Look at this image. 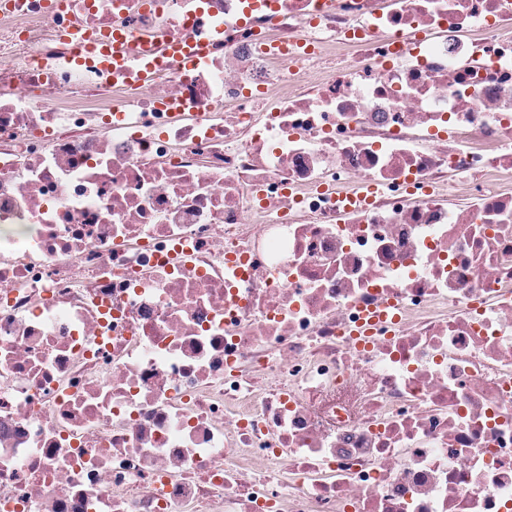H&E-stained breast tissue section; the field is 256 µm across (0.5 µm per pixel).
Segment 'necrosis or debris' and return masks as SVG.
<instances>
[{
    "instance_id": "obj_1",
    "label": "necrosis or debris",
    "mask_w": 512,
    "mask_h": 512,
    "mask_svg": "<svg viewBox=\"0 0 512 512\" xmlns=\"http://www.w3.org/2000/svg\"><path fill=\"white\" fill-rule=\"evenodd\" d=\"M321 2L0 7V512H512V0ZM209 48L206 37L176 38L157 44L147 35L135 36L115 30L112 34L106 33L80 43L71 64L92 66L104 74H111L112 71L124 70L130 61L139 59L137 81L141 85H148L157 69L156 60L174 59L182 65L191 66L205 57Z\"/></svg>"
}]
</instances>
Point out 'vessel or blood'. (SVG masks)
Listing matches in <instances>:
<instances>
[{
	"label": "vessel or blood",
	"instance_id": "b4317fda",
	"mask_svg": "<svg viewBox=\"0 0 512 512\" xmlns=\"http://www.w3.org/2000/svg\"><path fill=\"white\" fill-rule=\"evenodd\" d=\"M209 48L210 43L204 37L176 38L159 44L149 36H135L118 30L80 43L73 62L109 74L125 69L135 60L139 63L137 81L147 85L154 78L157 62L173 59L190 66L205 57Z\"/></svg>",
	"mask_w": 512,
	"mask_h": 512
}]
</instances>
